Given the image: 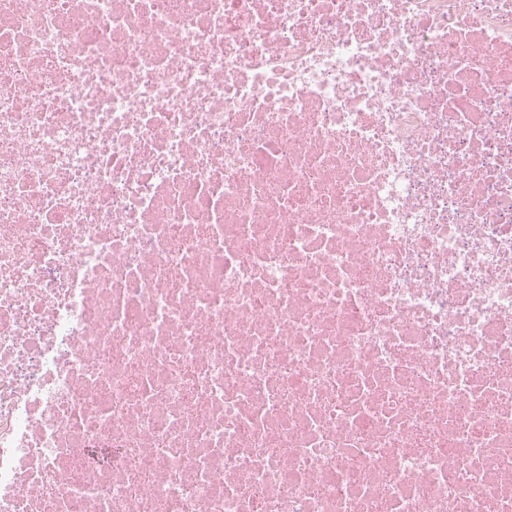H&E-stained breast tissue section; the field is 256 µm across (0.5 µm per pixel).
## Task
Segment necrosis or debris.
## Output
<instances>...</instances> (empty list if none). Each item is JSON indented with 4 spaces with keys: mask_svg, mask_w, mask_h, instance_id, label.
<instances>
[{
    "mask_svg": "<svg viewBox=\"0 0 512 512\" xmlns=\"http://www.w3.org/2000/svg\"><path fill=\"white\" fill-rule=\"evenodd\" d=\"M0 512H512V0H0Z\"/></svg>",
    "mask_w": 512,
    "mask_h": 512,
    "instance_id": "obj_1",
    "label": "necrosis or debris"
}]
</instances>
